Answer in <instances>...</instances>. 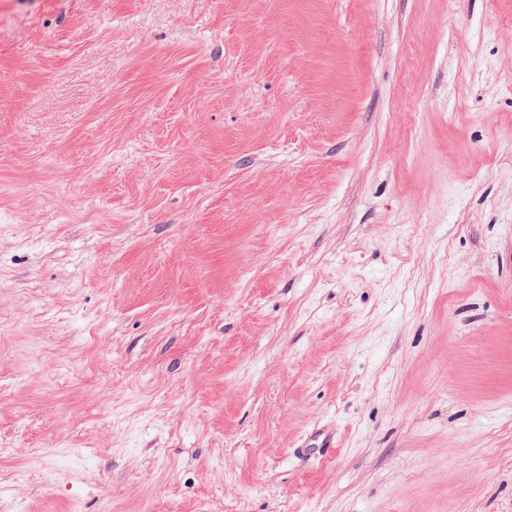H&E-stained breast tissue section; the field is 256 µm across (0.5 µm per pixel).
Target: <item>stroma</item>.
Instances as JSON below:
<instances>
[{"mask_svg":"<svg viewBox=\"0 0 512 512\" xmlns=\"http://www.w3.org/2000/svg\"><path fill=\"white\" fill-rule=\"evenodd\" d=\"M0 512H512V0H0Z\"/></svg>","mask_w":512,"mask_h":512,"instance_id":"35a3bbf8","label":"stroma"}]
</instances>
